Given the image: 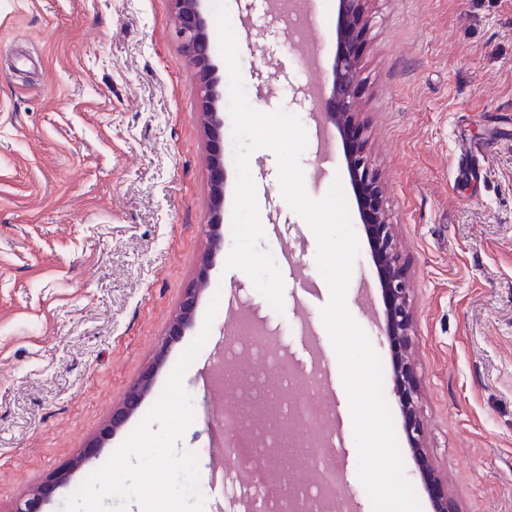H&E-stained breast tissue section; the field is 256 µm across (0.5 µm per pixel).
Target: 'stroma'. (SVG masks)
Listing matches in <instances>:
<instances>
[{
    "instance_id": "stroma-1",
    "label": "stroma",
    "mask_w": 512,
    "mask_h": 512,
    "mask_svg": "<svg viewBox=\"0 0 512 512\" xmlns=\"http://www.w3.org/2000/svg\"><path fill=\"white\" fill-rule=\"evenodd\" d=\"M225 5L249 103L284 109L304 128L306 193L321 198L337 180L354 203L342 148L319 170L311 117V86L331 80L338 0H319L315 73L267 0ZM365 14L358 119L408 264L428 456L455 512H512V0H367ZM175 25L172 0H0V512L66 467L44 505L62 512L202 333L183 377L194 420L177 447L198 457L204 512H244V467L224 462L219 478L209 470L218 438L204 414L219 408L210 397L217 354L240 351L224 392L236 404L255 371L250 352L265 340L296 373L309 369L314 343L341 370L322 319L330 289L318 244L282 196L274 151H254L248 170L283 310L229 266L231 221L220 227L222 249L207 251V136ZM471 143L484 152L463 158ZM350 218L359 254L346 308L381 359L405 473L430 512L393 392L376 269L358 213ZM205 255L194 323L164 343ZM290 259L301 276L286 273ZM152 365L137 411L105 434L113 407ZM95 439L97 457L74 467Z\"/></svg>"
}]
</instances>
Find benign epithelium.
<instances>
[{
  "instance_id": "benign-epithelium-1",
  "label": "benign epithelium",
  "mask_w": 512,
  "mask_h": 512,
  "mask_svg": "<svg viewBox=\"0 0 512 512\" xmlns=\"http://www.w3.org/2000/svg\"><path fill=\"white\" fill-rule=\"evenodd\" d=\"M177 25L176 36L182 51L195 73L194 92L201 105L203 125L211 141L209 167L211 175V205L204 227L210 250L220 247L216 230L224 221V147L221 130L220 96L216 91V66L212 61L210 39L201 10L203 0H172ZM364 0H339L336 25V56L332 65L330 94L327 105L329 119L335 124L345 144V160L355 191L358 211L372 248L384 303L385 334L394 350V393L398 398L409 445L420 462V474L428 492L432 512H454L438 473L427 456L423 424L419 416L420 392L409 356L413 330V312L409 280L402 255L393 242L392 225L388 224L385 200L378 176L359 138L357 125V88L359 85L358 43L368 21L363 14ZM202 289H185L179 312L173 320L162 347L182 335L194 322L195 310ZM153 381L152 372L144 374L126 393L122 403L112 409L109 428L117 431L138 409ZM310 465L307 456L299 453L291 462L278 458L276 450L268 448L258 473L264 479H273L281 493H288V468ZM66 477L53 474L31 494L21 499L14 512H43L42 507Z\"/></svg>"
}]
</instances>
